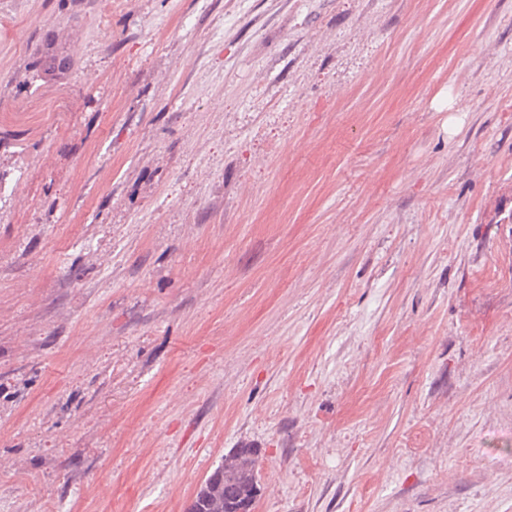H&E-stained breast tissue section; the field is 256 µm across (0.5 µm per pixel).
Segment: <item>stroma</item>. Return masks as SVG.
<instances>
[{
  "instance_id": "stroma-1",
  "label": "stroma",
  "mask_w": 512,
  "mask_h": 512,
  "mask_svg": "<svg viewBox=\"0 0 512 512\" xmlns=\"http://www.w3.org/2000/svg\"><path fill=\"white\" fill-rule=\"evenodd\" d=\"M240 448L252 512H512V0H0V512Z\"/></svg>"
}]
</instances>
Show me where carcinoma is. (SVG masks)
<instances>
[{"label":"carcinoma","instance_id":"1","mask_svg":"<svg viewBox=\"0 0 512 512\" xmlns=\"http://www.w3.org/2000/svg\"><path fill=\"white\" fill-rule=\"evenodd\" d=\"M256 450L241 448L208 476L187 512H238L254 503L259 487L254 476Z\"/></svg>","mask_w":512,"mask_h":512}]
</instances>
